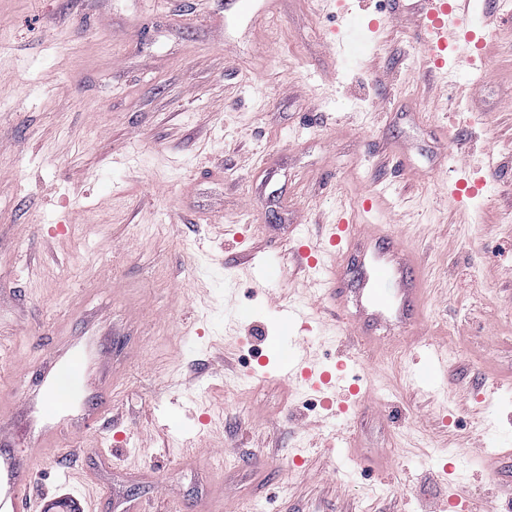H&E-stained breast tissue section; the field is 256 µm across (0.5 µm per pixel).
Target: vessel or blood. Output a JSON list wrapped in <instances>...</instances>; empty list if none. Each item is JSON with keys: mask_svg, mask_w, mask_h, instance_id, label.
<instances>
[{"mask_svg": "<svg viewBox=\"0 0 512 512\" xmlns=\"http://www.w3.org/2000/svg\"><path fill=\"white\" fill-rule=\"evenodd\" d=\"M418 2L421 47L430 60L439 67L449 57L457 63H474L483 42L460 38L469 0ZM482 186L479 180H456L448 185V198L455 207H462L464 199L477 196ZM296 252L301 264L318 270L314 284L333 306L341 334L353 340L352 349L343 354L346 362L360 365L359 351L372 343L373 331L388 327L416 336L417 347L425 353L422 368L411 377L413 384L423 386L433 373L444 370L442 347L420 335L427 294L419 258L388 225L349 224L340 219L324 225L318 238L305 239ZM44 376L54 410L67 408L84 389L83 359L76 355L62 364L49 363ZM278 378L319 391L333 386L329 371L300 355L284 361ZM58 435V428L43 427L25 447L0 453V512H25L29 477L47 461V449L55 445Z\"/></svg>", "mask_w": 512, "mask_h": 512, "instance_id": "1", "label": "vessel or blood"}]
</instances>
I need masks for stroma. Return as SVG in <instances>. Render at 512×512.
Returning <instances> with one entry per match:
<instances>
[{
    "label": "stroma",
    "mask_w": 512,
    "mask_h": 512,
    "mask_svg": "<svg viewBox=\"0 0 512 512\" xmlns=\"http://www.w3.org/2000/svg\"><path fill=\"white\" fill-rule=\"evenodd\" d=\"M225 3L0 0V428L27 443L23 402L66 350L112 407L90 431L68 414L26 512H436L459 483L470 512H512V458L495 480L455 454L512 446V11L472 0L488 53L445 74L393 0ZM462 174L491 177L464 220ZM340 214L420 256L434 391L398 335L364 350L357 403L248 379L288 336L335 370L334 309L306 328L280 305L313 276L298 242ZM483 180H466L458 179L448 184V199L460 211L462 215L465 214L466 208L463 205L464 198H474L482 189Z\"/></svg>",
    "instance_id": "1"
}]
</instances>
